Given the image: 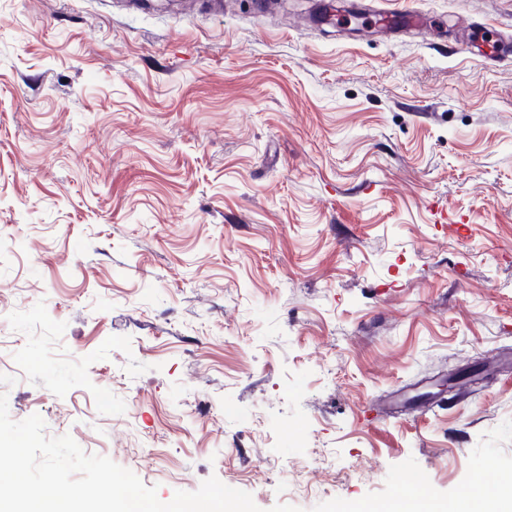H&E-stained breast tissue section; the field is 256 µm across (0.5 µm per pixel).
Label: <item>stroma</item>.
Instances as JSON below:
<instances>
[{
  "instance_id": "1",
  "label": "stroma",
  "mask_w": 512,
  "mask_h": 512,
  "mask_svg": "<svg viewBox=\"0 0 512 512\" xmlns=\"http://www.w3.org/2000/svg\"><path fill=\"white\" fill-rule=\"evenodd\" d=\"M316 4L0 0V393L164 502L512 474V0Z\"/></svg>"
}]
</instances>
